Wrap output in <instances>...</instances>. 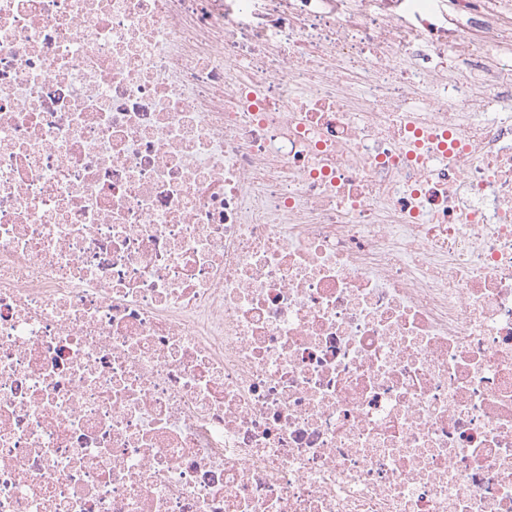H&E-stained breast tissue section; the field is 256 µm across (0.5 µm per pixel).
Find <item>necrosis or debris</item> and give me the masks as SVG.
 <instances>
[{"label": "necrosis or debris", "mask_w": 512, "mask_h": 512, "mask_svg": "<svg viewBox=\"0 0 512 512\" xmlns=\"http://www.w3.org/2000/svg\"><path fill=\"white\" fill-rule=\"evenodd\" d=\"M512 0H0V512H512Z\"/></svg>", "instance_id": "4bbe7bcc"}]
</instances>
